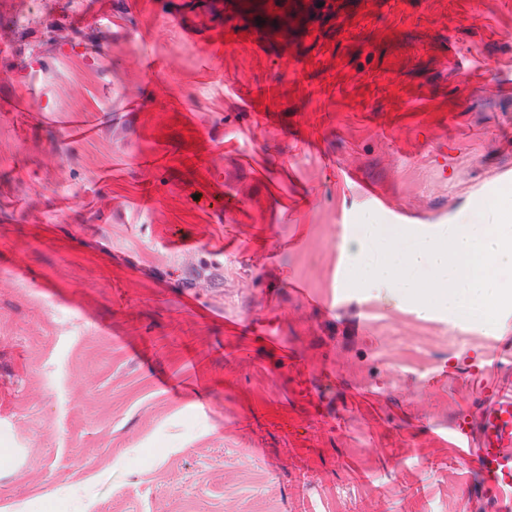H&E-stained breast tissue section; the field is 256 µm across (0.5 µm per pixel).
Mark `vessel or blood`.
Listing matches in <instances>:
<instances>
[{"mask_svg":"<svg viewBox=\"0 0 512 512\" xmlns=\"http://www.w3.org/2000/svg\"><path fill=\"white\" fill-rule=\"evenodd\" d=\"M472 383L479 412L452 428V445L477 470L487 512H512V390L479 370Z\"/></svg>","mask_w":512,"mask_h":512,"instance_id":"b4317fda","label":"vessel or blood"}]
</instances>
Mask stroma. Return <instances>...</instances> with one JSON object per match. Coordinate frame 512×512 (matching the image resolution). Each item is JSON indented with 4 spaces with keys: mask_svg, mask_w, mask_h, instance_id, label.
<instances>
[{
    "mask_svg": "<svg viewBox=\"0 0 512 512\" xmlns=\"http://www.w3.org/2000/svg\"><path fill=\"white\" fill-rule=\"evenodd\" d=\"M288 14L0 0L9 512H481L447 433L512 310L422 319L338 245L512 186V0Z\"/></svg>",
    "mask_w": 512,
    "mask_h": 512,
    "instance_id": "obj_1",
    "label": "stroma"
}]
</instances>
